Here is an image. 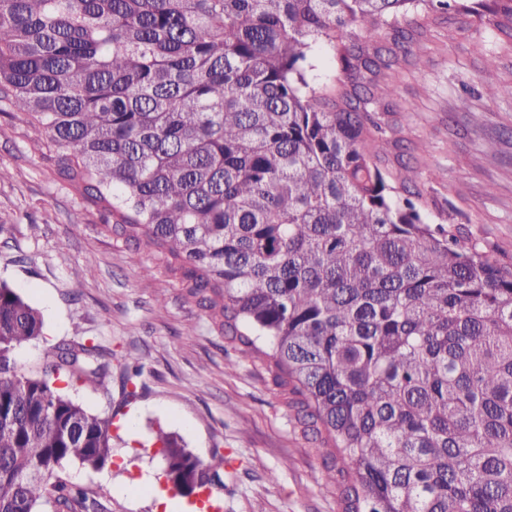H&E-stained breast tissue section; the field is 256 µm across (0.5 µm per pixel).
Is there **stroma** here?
Wrapping results in <instances>:
<instances>
[{"label": "stroma", "instance_id": "obj_1", "mask_svg": "<svg viewBox=\"0 0 512 512\" xmlns=\"http://www.w3.org/2000/svg\"><path fill=\"white\" fill-rule=\"evenodd\" d=\"M497 67L486 72L485 63ZM512 79V55L492 25L449 37L437 28L421 62L399 70L395 105L407 175L426 197L429 220L452 224L512 268V97L489 85ZM53 146L0 102V281L38 309L42 336L15 351L30 373L60 340L84 336L112 350V393L86 384L70 397L108 417L122 410L116 453L98 471L68 462L61 479L89 487L112 512H165L136 487L162 477L153 433L164 429L202 459L224 458L213 493L224 512H342L324 485L318 437L304 434L263 356L242 357L210 320L182 267L144 241L110 233L99 206L59 176ZM152 267L143 276V267ZM140 367L136 396L120 407L125 363Z\"/></svg>", "mask_w": 512, "mask_h": 512}]
</instances>
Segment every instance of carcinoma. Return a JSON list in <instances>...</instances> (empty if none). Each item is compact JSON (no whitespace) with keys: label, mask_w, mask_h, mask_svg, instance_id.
<instances>
[{"label":"carcinoma","mask_w":512,"mask_h":512,"mask_svg":"<svg viewBox=\"0 0 512 512\" xmlns=\"http://www.w3.org/2000/svg\"><path fill=\"white\" fill-rule=\"evenodd\" d=\"M477 22L512 51V0H0V101L300 396L342 512H512V269L428 223L371 117L432 27ZM41 335L0 282V512H111L48 480L112 461L111 419L58 387L112 396V351L61 340L25 375L13 351ZM154 445L179 494L223 485L224 458ZM316 68L311 71L314 83L318 85H331L336 83V77L340 75L337 61L334 60L329 48H321L316 51Z\"/></svg>","instance_id":"cac0c4a2"}]
</instances>
